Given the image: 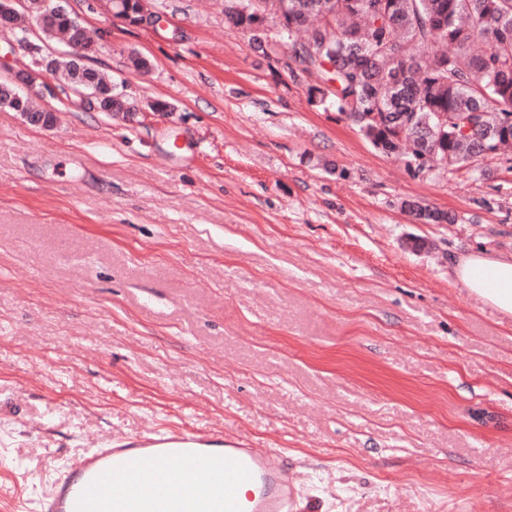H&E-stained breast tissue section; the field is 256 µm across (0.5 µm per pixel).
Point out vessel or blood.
I'll return each mask as SVG.
<instances>
[{
  "mask_svg": "<svg viewBox=\"0 0 512 512\" xmlns=\"http://www.w3.org/2000/svg\"><path fill=\"white\" fill-rule=\"evenodd\" d=\"M292 469L268 448L190 429L83 453L40 512H296Z\"/></svg>",
  "mask_w": 512,
  "mask_h": 512,
  "instance_id": "1",
  "label": "vessel or blood"
}]
</instances>
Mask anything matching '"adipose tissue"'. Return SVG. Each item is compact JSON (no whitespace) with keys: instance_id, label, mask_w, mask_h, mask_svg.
Segmentation results:
<instances>
[{"instance_id":"1","label":"adipose tissue","mask_w":512,"mask_h":512,"mask_svg":"<svg viewBox=\"0 0 512 512\" xmlns=\"http://www.w3.org/2000/svg\"><path fill=\"white\" fill-rule=\"evenodd\" d=\"M451 270L469 296L512 316V254L462 253Z\"/></svg>"}]
</instances>
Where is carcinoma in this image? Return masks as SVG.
<instances>
[{
    "instance_id": "obj_1",
    "label": "carcinoma",
    "mask_w": 512,
    "mask_h": 512,
    "mask_svg": "<svg viewBox=\"0 0 512 512\" xmlns=\"http://www.w3.org/2000/svg\"><path fill=\"white\" fill-rule=\"evenodd\" d=\"M113 9L135 23L147 3L116 0ZM224 17L261 50L295 36L290 59L314 78L309 100L335 107L408 169L427 157V172L414 174L512 171V0H224ZM41 30L65 40L69 18ZM54 72L81 106L73 65ZM401 208L422 224L455 222L416 201Z\"/></svg>"
}]
</instances>
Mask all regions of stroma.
Returning a JSON list of instances; mask_svg holds the SVG:
<instances>
[{
  "mask_svg": "<svg viewBox=\"0 0 512 512\" xmlns=\"http://www.w3.org/2000/svg\"><path fill=\"white\" fill-rule=\"evenodd\" d=\"M150 2L161 23L69 3L133 120L0 109V512L182 426L273 449L299 512H512V318L449 268L512 252V172L413 176L310 102L289 39ZM401 208L422 224H451L455 216L416 201H404Z\"/></svg>",
  "mask_w": 512,
  "mask_h": 512,
  "instance_id": "1",
  "label": "stroma"
}]
</instances>
